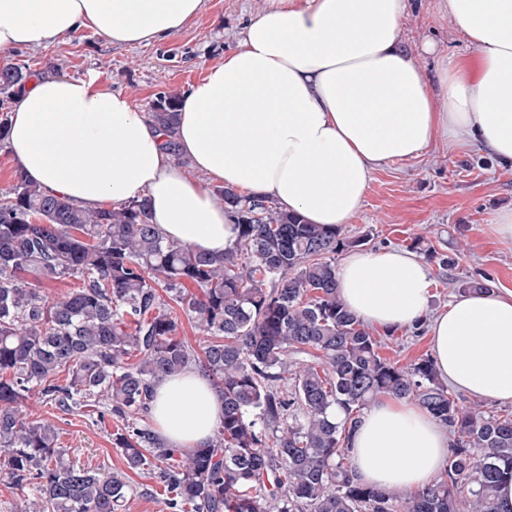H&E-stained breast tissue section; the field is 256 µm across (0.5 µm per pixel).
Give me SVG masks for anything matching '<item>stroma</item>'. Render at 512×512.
Returning a JSON list of instances; mask_svg holds the SVG:
<instances>
[{"instance_id": "obj_1", "label": "stroma", "mask_w": 512, "mask_h": 512, "mask_svg": "<svg viewBox=\"0 0 512 512\" xmlns=\"http://www.w3.org/2000/svg\"><path fill=\"white\" fill-rule=\"evenodd\" d=\"M439 0H413L404 22V41L427 73L433 57L422 54L425 41L462 56L474 52L438 11ZM265 0H207L184 32L147 46L115 45L90 32L60 38L49 47H21L0 57V68L82 79L90 76L128 95L138 111L150 112L163 92L188 93L207 66L223 60L240 43L245 23L262 11ZM512 208V169L474 150L433 146L412 161L393 162L375 173L364 203L343 235L359 249L403 248L426 260L433 281L431 312L447 306L452 279L485 274L495 289L512 290V244L493 230L497 213ZM465 247L456 267L440 269L432 252ZM383 356L406 365L429 354L427 331L404 329L381 335ZM31 419L51 422L66 459L102 472L125 465L112 434L116 420H101L86 409L63 411L32 399Z\"/></svg>"}]
</instances>
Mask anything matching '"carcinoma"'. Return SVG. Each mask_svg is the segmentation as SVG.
<instances>
[{
    "label": "carcinoma",
    "instance_id": "obj_1",
    "mask_svg": "<svg viewBox=\"0 0 512 512\" xmlns=\"http://www.w3.org/2000/svg\"><path fill=\"white\" fill-rule=\"evenodd\" d=\"M25 78L0 68V90ZM180 102L163 93L149 112L170 146ZM15 179L0 196V473L31 493L30 512H121L133 492L124 472L65 462L55 428L23 409L33 395L68 411L102 404L121 422L126 468H151L169 512H499L512 411L453 396L428 355L403 366L380 354L337 292L342 226L219 186L239 235L211 256L163 240L143 201L86 209ZM70 277L81 286L47 295ZM490 282L452 284L469 293ZM176 306L209 336L201 351L178 336ZM193 363L224 416L207 446L183 453L144 417L154 383ZM384 396L419 404L450 433L448 466L420 491L353 473L350 428Z\"/></svg>",
    "mask_w": 512,
    "mask_h": 512
}]
</instances>
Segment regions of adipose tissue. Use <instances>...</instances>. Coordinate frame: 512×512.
Wrapping results in <instances>:
<instances>
[{
  "label": "adipose tissue",
  "mask_w": 512,
  "mask_h": 512,
  "mask_svg": "<svg viewBox=\"0 0 512 512\" xmlns=\"http://www.w3.org/2000/svg\"><path fill=\"white\" fill-rule=\"evenodd\" d=\"M206 0H0V55L92 32L142 45L178 35ZM411 0H266L239 47L185 96L174 140L95 78L40 77L14 100L5 142L25 176L81 208L146 201L164 240L223 254L237 240L212 185L269 198L309 224L344 225L384 165L431 144L478 148L512 168V0H445L474 48L411 57ZM199 173L190 178L181 160ZM348 310L390 333L428 324L436 368L455 390L512 403V291L466 293L428 310V266L402 248L353 251L336 269ZM150 420L172 448L203 446L224 401L194 365L157 382ZM364 484L418 491L448 464V432L421 406L387 397L352 429Z\"/></svg>",
  "instance_id": "ef3b65f1"
}]
</instances>
